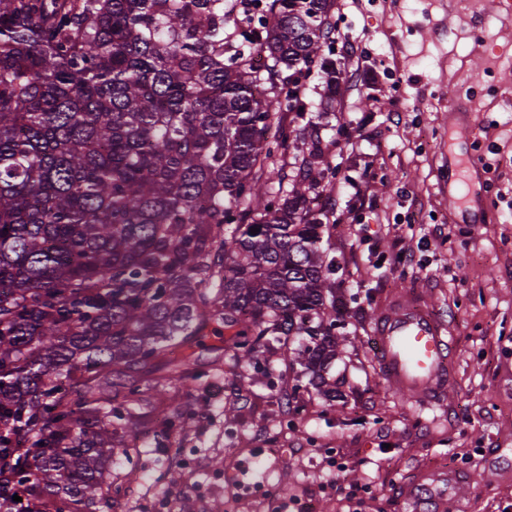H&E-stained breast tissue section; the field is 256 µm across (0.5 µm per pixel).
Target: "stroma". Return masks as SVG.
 Wrapping results in <instances>:
<instances>
[{"label":"stroma","mask_w":512,"mask_h":512,"mask_svg":"<svg viewBox=\"0 0 512 512\" xmlns=\"http://www.w3.org/2000/svg\"><path fill=\"white\" fill-rule=\"evenodd\" d=\"M333 14L330 51L349 89L319 113L318 73L306 101L313 121L352 131L326 153L356 162L325 199L340 215L329 239L343 291L357 296L345 316L353 345L331 369L346 396L299 392L285 429L274 392L255 386L229 433L230 389L211 373L182 396L190 414L166 447L142 435L112 465L110 512H155L162 498L178 512H270L284 501L288 512H411L402 484L442 468L472 477L449 491L453 512H512V14L496 0H336ZM471 81L469 138L493 168L483 223L460 224L448 209V92ZM423 236L430 245L416 250ZM398 289L425 290L454 328L451 405L390 391L374 366L373 318Z\"/></svg>","instance_id":"1"}]
</instances>
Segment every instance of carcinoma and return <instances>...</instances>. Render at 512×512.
Returning <instances> with one entry per match:
<instances>
[{
	"mask_svg": "<svg viewBox=\"0 0 512 512\" xmlns=\"http://www.w3.org/2000/svg\"><path fill=\"white\" fill-rule=\"evenodd\" d=\"M333 7L272 0L236 33L224 0H0V417L32 441L27 512L109 507L143 395L207 377V336L228 429L290 341L288 395L344 397L321 203L339 167L319 125H295L312 69L336 73ZM26 467L0 453V472Z\"/></svg>",
	"mask_w": 512,
	"mask_h": 512,
	"instance_id": "cac0c4a2",
	"label": "carcinoma"
}]
</instances>
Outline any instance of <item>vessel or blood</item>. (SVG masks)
<instances>
[{
  "mask_svg": "<svg viewBox=\"0 0 512 512\" xmlns=\"http://www.w3.org/2000/svg\"><path fill=\"white\" fill-rule=\"evenodd\" d=\"M487 168L474 153L448 155V205L462 222L479 224L485 210ZM375 359L387 387L432 405L452 384V341L447 324L436 316L424 292L393 293L373 321ZM461 476L447 470L421 472L403 487L413 504L428 500L431 512H448V490Z\"/></svg>",
  "mask_w": 512,
  "mask_h": 512,
  "instance_id": "obj_1",
  "label": "vessel or blood"
}]
</instances>
